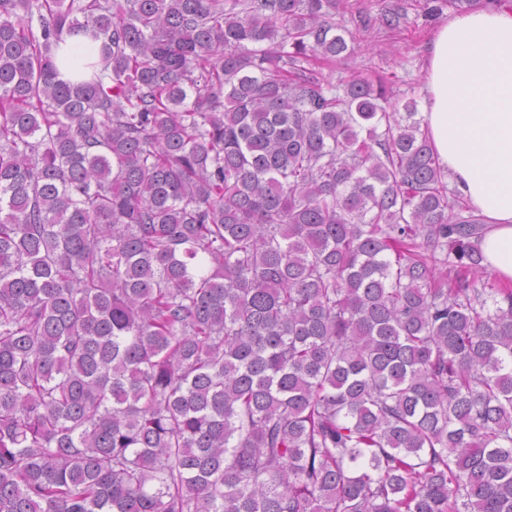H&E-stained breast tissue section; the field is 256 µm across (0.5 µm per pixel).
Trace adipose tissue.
I'll return each instance as SVG.
<instances>
[{
	"instance_id": "obj_1",
	"label": "adipose tissue",
	"mask_w": 512,
	"mask_h": 512,
	"mask_svg": "<svg viewBox=\"0 0 512 512\" xmlns=\"http://www.w3.org/2000/svg\"><path fill=\"white\" fill-rule=\"evenodd\" d=\"M77 81L98 58V43L69 36L54 50ZM423 128L441 166L487 220L485 264L512 281V0L461 13L425 45Z\"/></svg>"
}]
</instances>
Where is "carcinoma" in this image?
I'll list each match as a JSON object with an SVG mask.
<instances>
[{
  "instance_id": "carcinoma-1",
  "label": "carcinoma",
  "mask_w": 512,
  "mask_h": 512,
  "mask_svg": "<svg viewBox=\"0 0 512 512\" xmlns=\"http://www.w3.org/2000/svg\"><path fill=\"white\" fill-rule=\"evenodd\" d=\"M339 5L0 0V512H512V285ZM54 58L65 78L78 81L92 72L98 58V42L83 35L68 36L54 49Z\"/></svg>"
}]
</instances>
